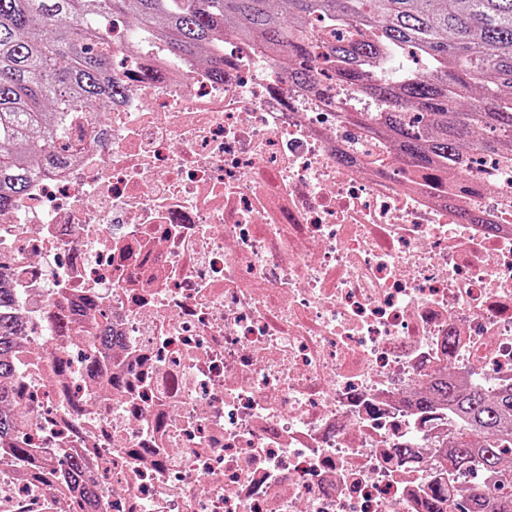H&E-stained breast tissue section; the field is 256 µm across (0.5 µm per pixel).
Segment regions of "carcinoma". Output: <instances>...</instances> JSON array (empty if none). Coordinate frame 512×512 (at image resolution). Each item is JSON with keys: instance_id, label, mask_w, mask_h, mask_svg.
<instances>
[{"instance_id": "1", "label": "carcinoma", "mask_w": 512, "mask_h": 512, "mask_svg": "<svg viewBox=\"0 0 512 512\" xmlns=\"http://www.w3.org/2000/svg\"><path fill=\"white\" fill-rule=\"evenodd\" d=\"M133 21L170 53L190 56L232 27L271 60L288 52V80L309 85L318 71L360 85L375 104L352 121L393 141L421 172L464 169L476 151L499 156L512 142V0H0V210L13 206L42 170L64 167L81 154L62 134L74 112H106L120 96L112 75L107 23ZM357 24L369 39L327 41L311 23ZM398 47L427 60L415 74L389 81L369 64ZM16 325L0 318V382L14 374ZM432 398L451 402L464 428L452 438L448 472L475 469L497 490L465 512H512V387L490 397L477 387L435 380ZM84 464L69 461L83 497ZM449 492L437 488L428 512H448Z\"/></svg>"}]
</instances>
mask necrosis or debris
I'll use <instances>...</instances> for the list:
<instances>
[{"label": "necrosis or debris", "instance_id": "4bbe7bcc", "mask_svg": "<svg viewBox=\"0 0 512 512\" xmlns=\"http://www.w3.org/2000/svg\"><path fill=\"white\" fill-rule=\"evenodd\" d=\"M215 48L220 81L114 40L119 105L74 113L79 161L0 212V412L34 450L0 449V512H426L439 482L459 512L491 481L449 476L459 422L419 402L512 384V165L424 176L346 122L361 89ZM16 325L7 318L0 317V383L9 380L14 374L13 345Z\"/></svg>", "mask_w": 512, "mask_h": 512}]
</instances>
